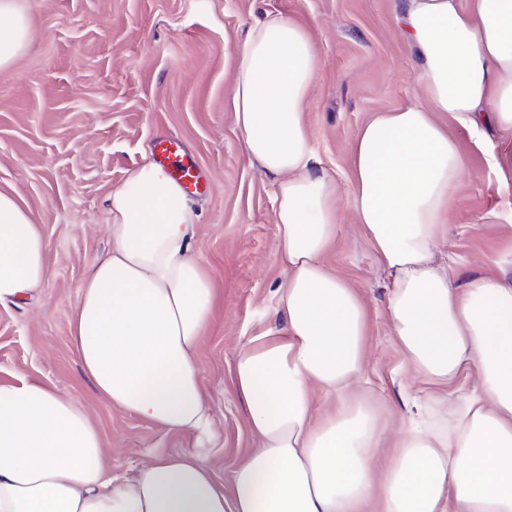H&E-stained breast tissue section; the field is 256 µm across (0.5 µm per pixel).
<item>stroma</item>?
Segmentation results:
<instances>
[{
    "mask_svg": "<svg viewBox=\"0 0 512 512\" xmlns=\"http://www.w3.org/2000/svg\"><path fill=\"white\" fill-rule=\"evenodd\" d=\"M29 46L0 70V190L17 193L47 244L36 302L0 305V382L41 381L81 404L98 425L113 476L153 452H196L227 479L255 442L237 398L238 347L277 320L273 181L246 155L228 99L248 26L276 12L303 25L320 73L307 97L315 173L338 186L339 237L328 263L369 315L365 388L386 447L400 440L414 397L432 385L406 364L388 320L389 290L350 207L349 155L374 114L420 100L417 68L393 23L394 0H23ZM474 170L448 201L441 243L459 278L512 277V157L488 131L474 147L451 126ZM174 135L207 181L194 196L192 248L210 271L212 315L199 349L208 434L168 433L112 409L82 374L69 336L79 287L110 247L108 197L151 145Z\"/></svg>",
    "mask_w": 512,
    "mask_h": 512,
    "instance_id": "stroma-1",
    "label": "stroma"
}]
</instances>
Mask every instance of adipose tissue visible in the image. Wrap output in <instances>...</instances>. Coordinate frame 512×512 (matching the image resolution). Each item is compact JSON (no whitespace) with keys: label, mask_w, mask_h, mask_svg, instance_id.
Wrapping results in <instances>:
<instances>
[{"label":"adipose tissue","mask_w":512,"mask_h":512,"mask_svg":"<svg viewBox=\"0 0 512 512\" xmlns=\"http://www.w3.org/2000/svg\"><path fill=\"white\" fill-rule=\"evenodd\" d=\"M0 69L31 39L22 0H0ZM394 18L423 100L375 115L351 148V207L389 280L402 356L441 394L413 401L395 454L360 389L368 313L328 258L337 185L314 173L306 126L319 72L307 30L268 13L246 31L229 97L248 157L272 178L277 325L239 346L235 391L257 441L228 481L197 453H156L123 481L73 399L34 380L0 384V512H512V278L458 282L438 244L448 198L472 173L450 133L497 129L512 143V0H401ZM110 249L70 318L82 369L113 408L166 432H203L211 413L198 350L213 283L191 254L194 204L158 166L108 198ZM46 243L0 192V304L34 298ZM465 370L472 391L443 389ZM321 391L324 407L313 393Z\"/></svg>","instance_id":"adipose-tissue-1"}]
</instances>
